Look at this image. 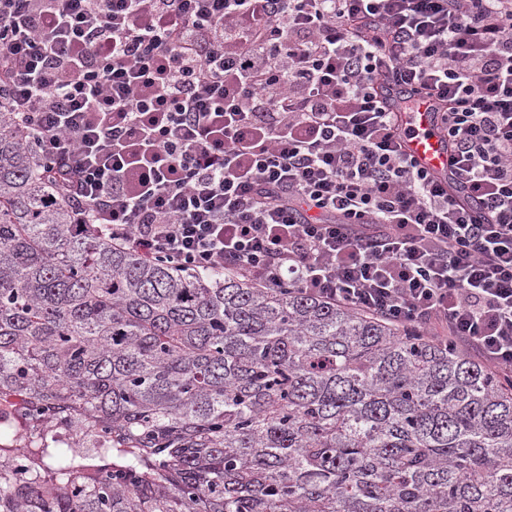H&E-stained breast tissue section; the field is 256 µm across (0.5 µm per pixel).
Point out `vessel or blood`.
I'll return each instance as SVG.
<instances>
[{"label":"vessel or blood","mask_w":512,"mask_h":512,"mask_svg":"<svg viewBox=\"0 0 512 512\" xmlns=\"http://www.w3.org/2000/svg\"><path fill=\"white\" fill-rule=\"evenodd\" d=\"M409 88L396 79H388L383 98L390 111L399 115L404 130L402 148L419 167L444 178L449 174L448 147L438 129L437 105L425 97L407 102Z\"/></svg>","instance_id":"obj_1"}]
</instances>
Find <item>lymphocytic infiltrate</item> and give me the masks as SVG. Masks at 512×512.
<instances>
[{"mask_svg":"<svg viewBox=\"0 0 512 512\" xmlns=\"http://www.w3.org/2000/svg\"><path fill=\"white\" fill-rule=\"evenodd\" d=\"M389 77L438 101L454 184ZM0 97L114 246L444 327L512 379V0H0ZM409 89L403 82L389 78L383 91L387 108L401 113L403 151L413 157L420 168L446 179L449 174L448 147L438 129L437 105L430 97L407 102Z\"/></svg>","mask_w":512,"mask_h":512,"instance_id":"lymphocytic-infiltrate-1","label":"lymphocytic infiltrate"}]
</instances>
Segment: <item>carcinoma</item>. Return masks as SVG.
Instances as JSON below:
<instances>
[{
  "mask_svg": "<svg viewBox=\"0 0 512 512\" xmlns=\"http://www.w3.org/2000/svg\"><path fill=\"white\" fill-rule=\"evenodd\" d=\"M0 106V512H512V382L450 341L77 223ZM22 418L18 406L0 404V456L1 462L22 455L28 441L22 437ZM4 458V459H3ZM103 439V435L94 431L80 430L74 431L69 429L67 433L66 443L74 450L80 452L84 456L88 457L87 448H91L93 443L100 444ZM103 445V444H100ZM89 458V457H88Z\"/></svg>",
  "mask_w": 512,
  "mask_h": 512,
  "instance_id": "carcinoma-1",
  "label": "carcinoma"
}]
</instances>
